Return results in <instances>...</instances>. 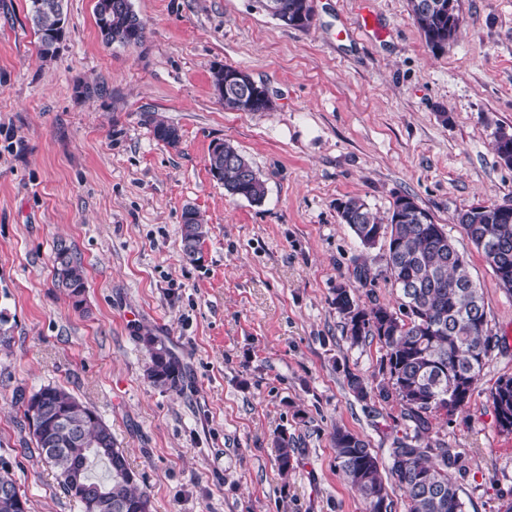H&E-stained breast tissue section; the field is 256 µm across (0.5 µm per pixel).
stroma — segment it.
Segmentation results:
<instances>
[{"label":"stroma","mask_w":512,"mask_h":512,"mask_svg":"<svg viewBox=\"0 0 512 512\" xmlns=\"http://www.w3.org/2000/svg\"><path fill=\"white\" fill-rule=\"evenodd\" d=\"M142 45H106L96 0H65L66 36L44 60L30 0H0V466L30 512H78L33 453L17 389L53 384L93 407L127 452L153 512H365L337 467L342 426L387 460L398 401L357 400L347 373L383 379L380 344L353 345L331 304L357 266L379 271L336 206L386 216L412 195L471 266L505 341L470 402L432 421L462 456L468 512L512 502V434L488 395L512 376V296L456 222L479 202L512 204V167L492 141L512 129V0H459L461 28L429 47L408 0H313L310 29H287L259 0H131ZM371 8L373 29L363 26ZM244 69L268 112H231L211 69ZM180 130L157 141L144 113ZM230 142L265 181L262 203L229 197L209 172ZM208 227L181 257V216ZM65 241L87 273L83 308L54 285ZM183 361L182 392L145 375L136 337ZM294 440L282 472L274 439Z\"/></svg>","instance_id":"35a3bbf8"}]
</instances>
